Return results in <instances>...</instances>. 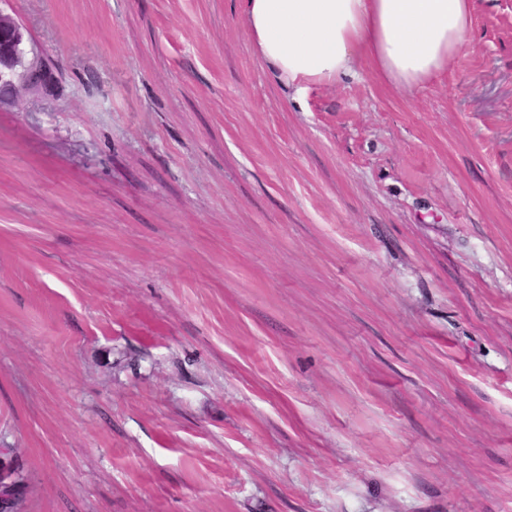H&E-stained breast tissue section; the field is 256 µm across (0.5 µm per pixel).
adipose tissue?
<instances>
[{
  "instance_id": "1",
  "label": "adipose tissue",
  "mask_w": 512,
  "mask_h": 512,
  "mask_svg": "<svg viewBox=\"0 0 512 512\" xmlns=\"http://www.w3.org/2000/svg\"><path fill=\"white\" fill-rule=\"evenodd\" d=\"M473 0H244L259 58L304 91L359 63L397 91L436 81L467 44Z\"/></svg>"
}]
</instances>
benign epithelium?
I'll use <instances>...</instances> for the list:
<instances>
[{
  "instance_id": "obj_1",
  "label": "benign epithelium",
  "mask_w": 512,
  "mask_h": 512,
  "mask_svg": "<svg viewBox=\"0 0 512 512\" xmlns=\"http://www.w3.org/2000/svg\"><path fill=\"white\" fill-rule=\"evenodd\" d=\"M21 25L0 11V86L7 90L22 88L44 92L50 85L51 71L37 56L25 59ZM13 449L0 448V489L14 484L17 470L12 461Z\"/></svg>"
}]
</instances>
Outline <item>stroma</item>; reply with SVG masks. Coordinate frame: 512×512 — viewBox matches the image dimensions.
Masks as SVG:
<instances>
[{
  "label": "stroma",
  "mask_w": 512,
  "mask_h": 512,
  "mask_svg": "<svg viewBox=\"0 0 512 512\" xmlns=\"http://www.w3.org/2000/svg\"><path fill=\"white\" fill-rule=\"evenodd\" d=\"M19 512H512V0L403 93L279 85L242 0H0ZM21 25L0 11V86L15 91H47L51 71L37 56L25 59Z\"/></svg>",
  "instance_id": "1"
}]
</instances>
